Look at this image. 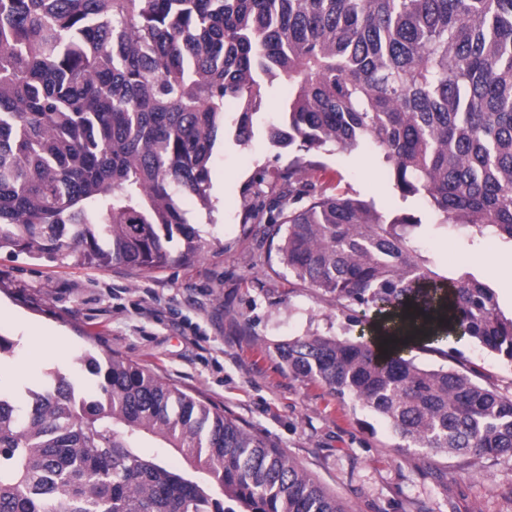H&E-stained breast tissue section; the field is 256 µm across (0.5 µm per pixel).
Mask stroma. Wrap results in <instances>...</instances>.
Masks as SVG:
<instances>
[{"mask_svg": "<svg viewBox=\"0 0 512 512\" xmlns=\"http://www.w3.org/2000/svg\"><path fill=\"white\" fill-rule=\"evenodd\" d=\"M283 92L274 89L255 117V136L237 143L225 133L214 152L212 209L180 201L206 245L193 264L154 270L100 268L70 261H35L0 252V335L16 347L0 358L5 384L34 386L53 370L79 373L77 353L112 354L234 418L285 451L351 512H512V458L396 452L386 423L352 408L322 384L282 369L276 343L305 334L339 338L360 327L326 296L307 288L281 263L269 224L243 223L246 187L261 173L287 165L295 148L272 145L266 126L277 120ZM340 189L385 212L415 211L429 226L427 255L456 271L481 254L473 273L512 315V271L494 264L497 240L474 241L464 230H432L425 200H402L373 150L322 152ZM423 366L452 367L512 398V364L467 343L451 354L411 352Z\"/></svg>", "mask_w": 512, "mask_h": 512, "instance_id": "1", "label": "stroma"}]
</instances>
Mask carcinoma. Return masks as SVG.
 Returning <instances> with one entry per match:
<instances>
[{
  "label": "carcinoma",
  "instance_id": "carcinoma-1",
  "mask_svg": "<svg viewBox=\"0 0 512 512\" xmlns=\"http://www.w3.org/2000/svg\"><path fill=\"white\" fill-rule=\"evenodd\" d=\"M276 82L288 96L266 134L300 154L270 201L256 182L244 222L285 226L280 261L367 325L277 343L281 367L384 420L401 450L512 457V399L403 356L470 340L512 364L493 289L440 273L419 217L335 191L317 160L373 146L433 228L512 244V0H0V251L194 263L204 242L179 201L212 207L226 103L246 144ZM78 361L92 397L59 371L0 391V512H348L151 370ZM151 441L188 467L144 455Z\"/></svg>",
  "mask_w": 512,
  "mask_h": 512
}]
</instances>
